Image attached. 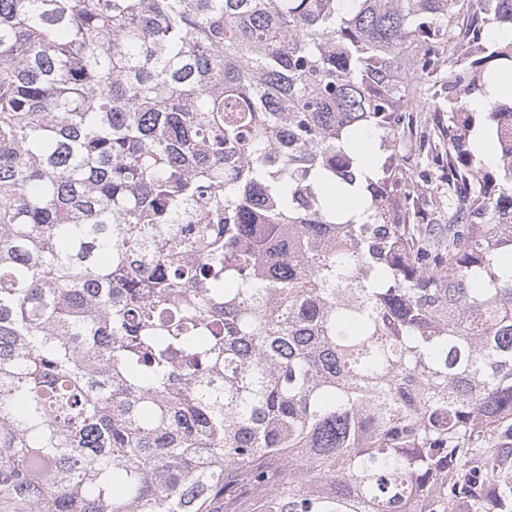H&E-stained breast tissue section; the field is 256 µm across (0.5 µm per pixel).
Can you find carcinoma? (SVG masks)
<instances>
[{
	"label": "carcinoma",
	"mask_w": 512,
	"mask_h": 512,
	"mask_svg": "<svg viewBox=\"0 0 512 512\" xmlns=\"http://www.w3.org/2000/svg\"><path fill=\"white\" fill-rule=\"evenodd\" d=\"M506 15L0 0V512H512V99L448 113V220L396 161Z\"/></svg>",
	"instance_id": "carcinoma-1"
}]
</instances>
